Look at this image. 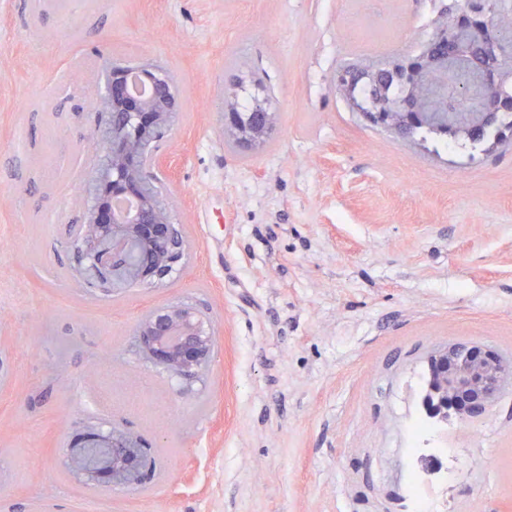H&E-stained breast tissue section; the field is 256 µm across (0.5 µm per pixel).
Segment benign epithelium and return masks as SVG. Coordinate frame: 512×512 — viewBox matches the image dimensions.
<instances>
[{"label": "benign epithelium", "instance_id": "obj_1", "mask_svg": "<svg viewBox=\"0 0 512 512\" xmlns=\"http://www.w3.org/2000/svg\"><path fill=\"white\" fill-rule=\"evenodd\" d=\"M499 28L492 24L486 2L471 0L466 8L434 28L428 51L392 65L413 88L420 86L435 63L433 52L448 47V57L481 52L486 65L475 74L480 87L475 96L459 74L448 71V82L427 100L411 98L392 107L394 114H376L370 120L385 127L405 126L418 112L444 107L448 115L462 118L482 112L490 119L504 110L508 95L504 84L512 75V51L503 48ZM148 71L156 77L147 98L129 92L131 74ZM105 93L97 107L110 114L105 133L103 162L92 176L79 227L81 247L77 262L90 273L89 288L111 289L115 267L128 256L131 244L143 257L132 282L152 285L165 279L190 256V243L182 225L172 219V205L157 191L154 143L172 130L180 101L174 81L162 67L147 63L131 70L112 65L106 70ZM261 122L242 125L231 102H226L222 122L225 140L242 147L264 143L276 125V114L259 111ZM137 343L147 359L179 381H192L210 361L216 341L210 321L188 302L155 306L139 319ZM512 384V359L482 346L453 343L437 350L427 361L422 402L435 407L433 416L451 414L459 422L479 417L495 396ZM74 477L90 488H134L153 471L149 446L118 428L107 431L90 427L63 449Z\"/></svg>", "mask_w": 512, "mask_h": 512}]
</instances>
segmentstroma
<instances>
[{
    "mask_svg": "<svg viewBox=\"0 0 512 512\" xmlns=\"http://www.w3.org/2000/svg\"><path fill=\"white\" fill-rule=\"evenodd\" d=\"M459 2L0 0V512H411L412 467L448 512H512V389L411 435L431 353L512 358V132L437 149L335 85L345 62L418 55ZM107 60L177 82L159 179L194 253L161 285L91 295L69 230ZM229 94L270 99L265 145L225 144ZM184 298L218 332L186 388L134 347L142 314ZM98 423L150 445V482L72 477L60 450Z\"/></svg>",
    "mask_w": 512,
    "mask_h": 512,
    "instance_id": "1",
    "label": "stroma"
}]
</instances>
